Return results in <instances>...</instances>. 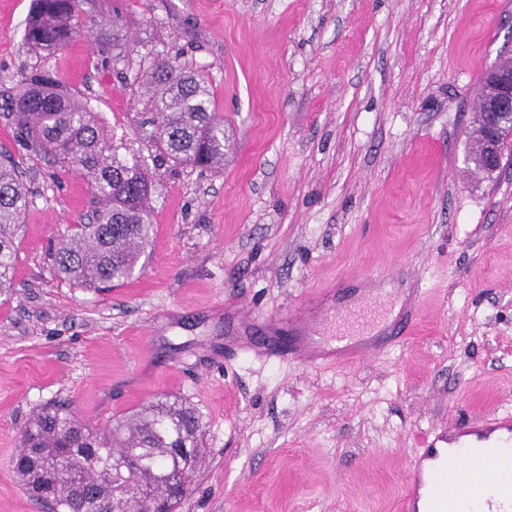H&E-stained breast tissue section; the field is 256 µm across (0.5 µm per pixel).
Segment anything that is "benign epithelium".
<instances>
[{
	"label": "benign epithelium",
	"mask_w": 512,
	"mask_h": 512,
	"mask_svg": "<svg viewBox=\"0 0 512 512\" xmlns=\"http://www.w3.org/2000/svg\"><path fill=\"white\" fill-rule=\"evenodd\" d=\"M485 85L487 96L480 100L478 107L485 111L489 119L473 130L472 136L480 142V151L474 164L496 172L500 166L494 119L502 113L512 112V64H494L486 72Z\"/></svg>",
	"instance_id": "benign-epithelium-1"
}]
</instances>
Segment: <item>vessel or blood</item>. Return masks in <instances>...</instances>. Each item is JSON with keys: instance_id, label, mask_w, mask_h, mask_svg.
I'll return each mask as SVG.
<instances>
[{"instance_id": "b4317fda", "label": "vessel or blood", "mask_w": 512, "mask_h": 512, "mask_svg": "<svg viewBox=\"0 0 512 512\" xmlns=\"http://www.w3.org/2000/svg\"><path fill=\"white\" fill-rule=\"evenodd\" d=\"M306 331L316 343L332 347L342 362L360 361L390 345L386 339L364 343L341 330L328 336L314 324ZM488 446L512 453L511 415H474L449 435L429 442L411 460L405 512H512V482L478 465L467 474L452 465L461 449Z\"/></svg>"}]
</instances>
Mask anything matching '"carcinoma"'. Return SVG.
I'll return each mask as SVG.
<instances>
[{
    "label": "carcinoma",
    "instance_id": "cac0c4a2",
    "mask_svg": "<svg viewBox=\"0 0 512 512\" xmlns=\"http://www.w3.org/2000/svg\"><path fill=\"white\" fill-rule=\"evenodd\" d=\"M92 0H33L24 39L50 57L86 27L95 41L112 46V62L131 69L123 46L122 9L92 20ZM130 85L149 95L150 141L160 155L152 162L191 166L200 171L224 161V118L212 109L210 90L195 70L169 58L139 61ZM0 115L15 141L28 152L51 157L54 165L84 177L95 203L86 223L72 224L51 253L54 269L73 285L108 291L122 285L139 267L153 231L150 199L156 174L134 152L120 153L113 136L89 104L64 91L47 70L23 71L0 86ZM30 191L14 156L0 153V295L14 287L19 232ZM201 419L177 398L150 401L129 418L96 428L82 422L71 403L43 407L21 432L15 466L27 478L33 497L55 512H107L120 504L121 490L147 502L169 503L176 512L186 472L202 463ZM74 457L117 462L137 458L145 464L138 478L112 468L99 479L87 473L77 487L70 475Z\"/></svg>",
    "mask_w": 512,
    "mask_h": 512
}]
</instances>
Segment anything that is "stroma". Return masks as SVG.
Masks as SVG:
<instances>
[{"instance_id":"obj_1","label":"stroma","mask_w":512,"mask_h":512,"mask_svg":"<svg viewBox=\"0 0 512 512\" xmlns=\"http://www.w3.org/2000/svg\"><path fill=\"white\" fill-rule=\"evenodd\" d=\"M133 59L179 57L224 118V161L161 166L146 267L97 294L49 243L91 214L87 181L19 151L32 192L0 296V512H49L12 459L59 399L104 426L161 396L201 418L204 459L177 512H401L426 432L512 412V158L466 161L486 71L512 58V0H124ZM32 0H0V81L45 68L127 149H156L146 97L81 32L43 58ZM412 308L417 336L310 365L288 315Z\"/></svg>"}]
</instances>
